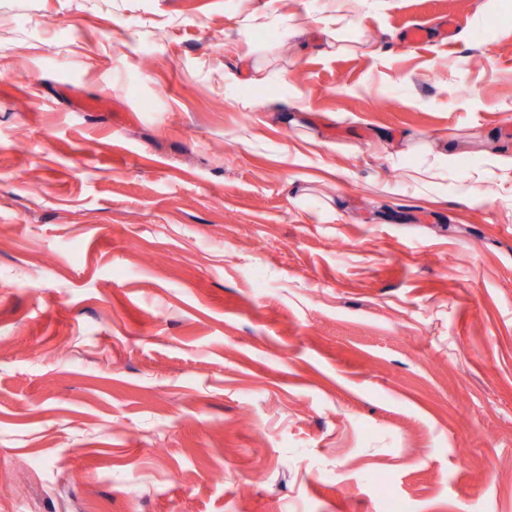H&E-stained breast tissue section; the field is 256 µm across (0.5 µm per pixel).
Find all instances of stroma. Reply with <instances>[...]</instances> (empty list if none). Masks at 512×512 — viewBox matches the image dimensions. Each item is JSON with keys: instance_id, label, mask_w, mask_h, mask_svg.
<instances>
[{"instance_id": "stroma-1", "label": "stroma", "mask_w": 512, "mask_h": 512, "mask_svg": "<svg viewBox=\"0 0 512 512\" xmlns=\"http://www.w3.org/2000/svg\"><path fill=\"white\" fill-rule=\"evenodd\" d=\"M389 494L512 512V0H0V512Z\"/></svg>"}]
</instances>
